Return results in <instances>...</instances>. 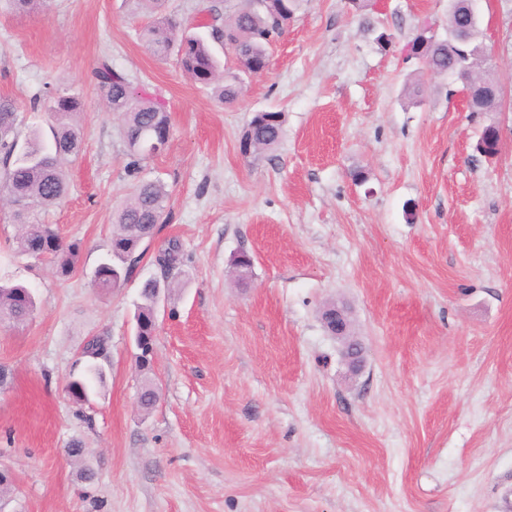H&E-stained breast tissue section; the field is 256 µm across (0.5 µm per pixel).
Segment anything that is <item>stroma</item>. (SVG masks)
<instances>
[{
  "instance_id": "stroma-1",
  "label": "stroma",
  "mask_w": 512,
  "mask_h": 512,
  "mask_svg": "<svg viewBox=\"0 0 512 512\" xmlns=\"http://www.w3.org/2000/svg\"><path fill=\"white\" fill-rule=\"evenodd\" d=\"M236 2L164 7L194 27ZM479 11L505 99L473 117L439 78L418 104L405 96L424 69L406 45L425 26L445 35L448 0H308L232 106L146 48L139 0L30 14L0 0V96L23 130L48 132L33 107L45 91L83 102L69 191L44 215L80 241L74 273L21 253L0 209V281L37 302L0 326V467L13 479L0 512H512V0ZM105 57L165 101L171 127L143 171L165 184L169 220L109 294L92 275L132 179L93 77ZM262 110L284 113L283 136L249 163L239 138ZM490 125L492 159L475 151ZM170 238L178 289L159 303L144 374L136 303ZM243 251L254 268L240 285ZM330 302L363 345L358 374L321 321ZM95 336L108 339L105 382L82 409L66 384ZM146 380L159 394L148 413Z\"/></svg>"
}]
</instances>
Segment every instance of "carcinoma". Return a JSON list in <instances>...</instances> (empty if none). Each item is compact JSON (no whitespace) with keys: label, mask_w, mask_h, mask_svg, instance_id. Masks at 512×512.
<instances>
[{"label":"carcinoma","mask_w":512,"mask_h":512,"mask_svg":"<svg viewBox=\"0 0 512 512\" xmlns=\"http://www.w3.org/2000/svg\"><path fill=\"white\" fill-rule=\"evenodd\" d=\"M139 2L151 6L152 11V20L140 32L142 42L161 57L176 52L177 64L184 73L197 83L215 86L220 101L231 105L238 99L243 82L230 67L221 65L212 45L224 43L235 48V60L251 66L258 76L266 70L268 47L278 38L274 33L275 18H294L308 0H261L259 4L239 0L224 23L211 25L206 36L185 34L181 20L162 13L164 0ZM470 24V47L461 53L454 33ZM407 48L423 61L431 76L446 80L448 74L454 73L470 80L473 108L494 111L493 101L482 93L493 64L480 23L473 24L466 15L450 11L447 37L423 39L416 35ZM94 76L110 111L122 121L129 156L127 171L134 178L129 196L113 211L110 249L96 271V287L110 292L123 285L129 270L126 263L141 242L153 237L158 225L167 223L168 193L164 184L141 177V172L143 163L152 157L150 143L168 142L170 125L164 102L145 92H134L125 74L109 61L99 62ZM33 106L47 112L52 140H45L36 131L21 135L16 103L0 96V201L8 204L13 222L22 226L17 247L27 254L36 249L42 251L56 263L58 274L68 277L76 268L81 245L62 237L53 225L41 221V215L65 195L64 161L78 157L81 152L82 137L76 116L82 111V100L76 94L57 91L34 98ZM284 122L282 112L252 115L240 137V148L249 151L248 157L254 159L274 150L281 141ZM180 258V246L174 239L163 242L154 256L155 263L166 273L176 268ZM158 288L169 291L173 285L166 279L154 278L145 280L139 289L136 328L143 340L153 337ZM25 291L26 286L21 284H0V322L16 324L30 319L35 307L23 297ZM106 352V342L101 337L92 338L83 350L86 361L79 382L89 396L96 395V384L103 382L98 358ZM157 399L155 386L144 384L140 409L150 412Z\"/></svg>","instance_id":"cac0c4a2"}]
</instances>
